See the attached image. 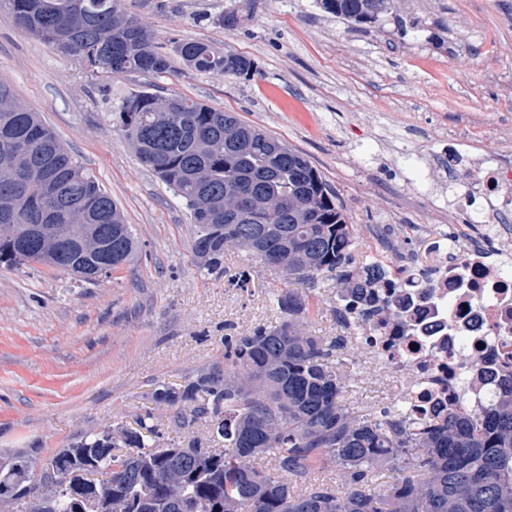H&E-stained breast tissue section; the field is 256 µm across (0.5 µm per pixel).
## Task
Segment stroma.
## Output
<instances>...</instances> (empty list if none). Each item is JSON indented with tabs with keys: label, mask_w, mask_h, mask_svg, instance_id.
Listing matches in <instances>:
<instances>
[{
	"label": "stroma",
	"mask_w": 512,
	"mask_h": 512,
	"mask_svg": "<svg viewBox=\"0 0 512 512\" xmlns=\"http://www.w3.org/2000/svg\"><path fill=\"white\" fill-rule=\"evenodd\" d=\"M227 3L126 0L159 43L191 38L253 56L260 74L250 81L177 59L165 74L96 77L0 16V81L93 172L142 247L139 262L97 284L38 264L0 269V465L19 453L43 460L85 433L132 422L157 386L180 387L222 360L225 337L278 324L277 291L309 297L358 417L397 403L337 315L335 280L298 283L233 248L222 269L199 274L181 202L109 122L130 91L237 113L305 153L347 211L359 259L389 224L402 227L395 252L423 267L436 245L466 234L448 187L450 150L512 169V0H397L374 28L316 0H256L252 22L235 31L215 21Z\"/></svg>",
	"instance_id": "1"
}]
</instances>
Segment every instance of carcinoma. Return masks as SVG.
Segmentation results:
<instances>
[{"label": "carcinoma", "mask_w": 512, "mask_h": 512, "mask_svg": "<svg viewBox=\"0 0 512 512\" xmlns=\"http://www.w3.org/2000/svg\"><path fill=\"white\" fill-rule=\"evenodd\" d=\"M337 18L371 27L394 0H318ZM254 0H230L216 21L228 31L249 24ZM22 32L80 61L90 73L164 74L176 56L191 71L252 80L255 59L193 39L162 50L124 0H0ZM139 160L185 207L194 226L192 253L200 269L221 267L235 245L270 270L310 282L336 277L345 313L360 306L363 321L382 314L399 321V304L377 291L382 276L351 265L350 217L307 155L235 112L177 94L132 91L110 112ZM236 196L251 224L224 217V196ZM51 224L53 240L31 233ZM94 242L110 237L112 273L133 264L139 241L94 174L61 143L37 112L0 82V266L39 263L76 276L89 258L72 246V225ZM277 326L257 325L224 338V363L187 380L180 390L156 388L151 401L170 412L178 430L199 424L209 437L185 448L158 440L147 410L135 427L119 423L79 437L43 461L47 469L103 476L80 489L56 486L35 459L18 454L0 467V484L27 478L44 512H512V381L480 413L463 409L436 421L399 413L361 421L324 337L304 328L309 303L276 296ZM273 459L274 468L265 464ZM334 466L345 488L314 483L299 490L290 476ZM381 467L409 476L384 492L369 489Z\"/></svg>", "instance_id": "1"}]
</instances>
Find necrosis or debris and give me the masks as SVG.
Returning a JSON list of instances; mask_svg holds the SVG:
<instances>
[{
    "instance_id": "necrosis-or-debris-1",
    "label": "necrosis or debris",
    "mask_w": 512,
    "mask_h": 512,
    "mask_svg": "<svg viewBox=\"0 0 512 512\" xmlns=\"http://www.w3.org/2000/svg\"><path fill=\"white\" fill-rule=\"evenodd\" d=\"M454 171L460 207L512 204V179L499 165L460 157ZM490 240H512V225L491 224L483 238L452 242L429 279L414 275L412 257H399L381 283L382 295L403 293L405 324L367 323V341L383 369L401 378L407 414H447L464 393L470 409L483 410L512 375V263L491 258Z\"/></svg>"
}]
</instances>
